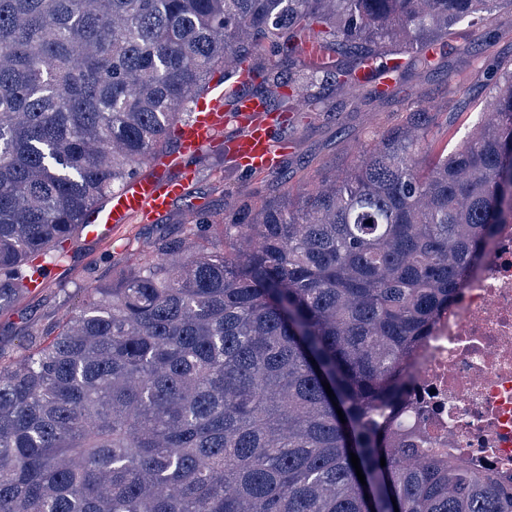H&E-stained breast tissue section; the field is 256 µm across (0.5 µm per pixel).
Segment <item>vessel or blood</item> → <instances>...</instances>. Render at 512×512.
I'll list each match as a JSON object with an SVG mask.
<instances>
[{
  "label": "vessel or blood",
  "instance_id": "b4317fda",
  "mask_svg": "<svg viewBox=\"0 0 512 512\" xmlns=\"http://www.w3.org/2000/svg\"><path fill=\"white\" fill-rule=\"evenodd\" d=\"M251 80L249 66H239L234 72L233 85L239 93L230 113L224 110L226 89L221 83H213L209 94L198 100L191 118L176 124V153L157 158L151 174L129 179L83 226L84 237L101 241L124 225L155 222L184 195L194 178L193 170L184 164L185 158L216 143H224L227 154L248 171L261 174L274 170L284 153L283 144L272 136L278 116L259 96L248 93ZM231 121L238 124L240 132L226 141L221 133Z\"/></svg>",
  "mask_w": 512,
  "mask_h": 512
}]
</instances>
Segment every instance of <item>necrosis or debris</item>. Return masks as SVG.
<instances>
[{
  "mask_svg": "<svg viewBox=\"0 0 512 512\" xmlns=\"http://www.w3.org/2000/svg\"><path fill=\"white\" fill-rule=\"evenodd\" d=\"M391 414L412 447L439 448L512 487V223L499 225L448 307L406 363Z\"/></svg>",
  "mask_w": 512,
  "mask_h": 512,
  "instance_id": "necrosis-or-debris-1",
  "label": "necrosis or debris"
}]
</instances>
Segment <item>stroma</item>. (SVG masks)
I'll use <instances>...</instances> for the list:
<instances>
[{"instance_id":"1","label":"stroma","mask_w":512,"mask_h":512,"mask_svg":"<svg viewBox=\"0 0 512 512\" xmlns=\"http://www.w3.org/2000/svg\"><path fill=\"white\" fill-rule=\"evenodd\" d=\"M447 43L435 69L415 63L396 73L397 90L385 98L371 97L375 83L370 78L360 86L318 85L312 110L275 133L289 145L280 168L255 175L213 146L186 158V166L195 171L187 197L157 222L124 225L111 240L98 244L74 235L55 277L0 311V355H15L31 333L44 339L55 336L66 315L82 304L86 288L109 279L113 266L145 243L181 237L187 203L218 219L246 205L259 211L280 203L286 193L308 189L350 167L359 153L413 112L422 113L434 149L462 145L489 100L486 65L512 64V10H497L486 24L460 23L449 31Z\"/></svg>"}]
</instances>
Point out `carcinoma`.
Returning <instances> with one entry per match:
<instances>
[{
    "mask_svg": "<svg viewBox=\"0 0 512 512\" xmlns=\"http://www.w3.org/2000/svg\"><path fill=\"white\" fill-rule=\"evenodd\" d=\"M501 7L0 0V307L160 156L214 75L292 56L315 23L321 50L375 61L404 34L429 66L448 30ZM256 77L315 101L275 64ZM487 79L469 139L431 166L423 125H400L340 175L222 223L219 249L189 204L183 239L146 244L57 336L1 359L0 512H512L494 475L387 427L405 359L512 218V68Z\"/></svg>",
    "mask_w": 512,
    "mask_h": 512,
    "instance_id": "obj_1",
    "label": "carcinoma"
}]
</instances>
